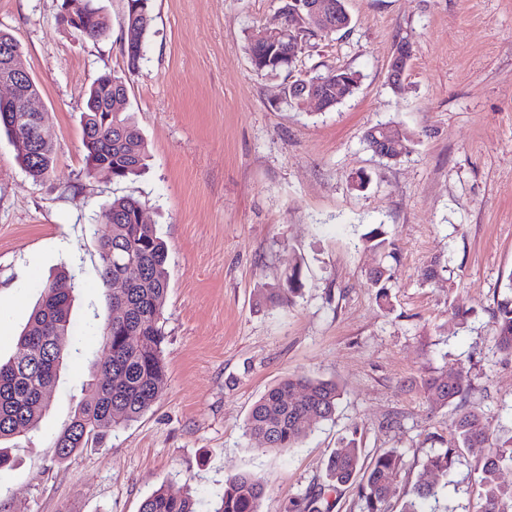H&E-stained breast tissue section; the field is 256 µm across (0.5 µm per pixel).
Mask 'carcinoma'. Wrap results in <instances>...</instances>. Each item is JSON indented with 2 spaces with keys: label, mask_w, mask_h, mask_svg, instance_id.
<instances>
[{
  "label": "carcinoma",
  "mask_w": 512,
  "mask_h": 512,
  "mask_svg": "<svg viewBox=\"0 0 512 512\" xmlns=\"http://www.w3.org/2000/svg\"><path fill=\"white\" fill-rule=\"evenodd\" d=\"M150 0H124L119 21L121 41L145 44L150 28ZM288 26V17L278 16L260 28L250 39L249 51L255 71L293 73L296 65L269 59L270 48L262 47L265 35ZM112 27L107 15L88 19V28L79 34L93 39L106 35ZM322 81L326 108L339 104L332 88L343 79L349 91L358 84L357 74L349 69L317 74ZM10 125L0 117V134L8 139L32 140V132L49 119L46 112H13ZM85 166L100 162L112 165V179L121 181L137 173L147 157L146 143L130 113L128 88L124 79L104 75L84 94L81 112ZM378 135L392 132L403 146L410 147L413 135L389 124H376ZM17 161L34 182H42L53 171V148L17 153ZM144 204L131 196L112 199L103 212L109 231L98 242L103 281L124 276L125 287L106 295L109 308L119 307L122 315L108 317L100 333L102 358L95 363V377L86 384L88 398L76 410L71 423L53 440L58 462L68 460L112 431L138 420L158 401L166 387L163 345V309L168 290L167 247L156 225L140 222ZM362 241L383 254L393 253L394 243L381 227L365 233ZM391 269L380 264L371 271L377 297L388 303L387 283ZM41 295L30 314L27 326L18 337V353L0 360V442L36 426L45 413L56 387L57 371L66 359L73 340L71 320L72 276L61 271L41 284ZM302 288L301 260L288 262L284 287L268 288L269 302ZM499 350L512 357V298L498 303L493 315ZM470 386L464 371L450 369L424 381L428 401L438 407L454 405L453 425L457 447L483 448L474 464L475 492L480 512H512V485L500 482L502 472L512 469V435L490 439L483 411L465 404ZM341 391L336 382L318 378L288 377L268 389L252 406L245 435L258 442L265 452H284L295 448L308 431L332 419ZM451 463L444 452L427 459L423 474L401 512H421L424 502L437 497V477ZM403 466L394 450L378 454L365 463L355 439L332 452L327 461L328 478L344 485L361 477L358 495L364 512H388L386 504ZM265 487L252 474H237L224 481V488L212 503L210 512H259ZM139 512H197L196 499L188 489L179 494L161 486L141 504Z\"/></svg>",
  "instance_id": "carcinoma-1"
}]
</instances>
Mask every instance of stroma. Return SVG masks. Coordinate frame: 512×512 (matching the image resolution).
I'll list each match as a JSON object with an SVG mask.
<instances>
[{"label":"stroma","instance_id":"35a3bbf8","mask_svg":"<svg viewBox=\"0 0 512 512\" xmlns=\"http://www.w3.org/2000/svg\"><path fill=\"white\" fill-rule=\"evenodd\" d=\"M62 2L0 0V30L21 44L57 156L36 184L0 137V357L16 353L40 284L60 268L74 277L76 329L38 428L10 443L0 512H139L162 485L191 487L198 512H210L238 473L263 481L260 512H304L316 496L322 512H362L356 488L325 476L352 436L366 459L401 454L390 512L445 451L443 512H477L480 451L455 446V407H431L421 385L464 369L467 404L483 410L492 437L512 435V358L493 327L512 296V0H347L350 31L311 42L297 63L358 74L328 110L287 104L283 75L252 67L250 36L280 0H150L133 73L118 32L96 41L60 27ZM403 43L411 56L395 89L389 66ZM105 72L126 76L149 155L140 176L120 182L85 170L82 93ZM379 123L413 134L408 153L389 160L368 147ZM361 172L371 181L357 190ZM126 195L145 201L168 247L166 389L140 419L60 463L52 441L87 397L109 315L102 208ZM378 225L392 257L361 242ZM295 256L300 294L266 302L263 289L283 286ZM381 262L394 272L384 307L369 280ZM432 263L439 276L427 283ZM291 375L336 381V414L296 448L255 450L248 414Z\"/></svg>","mask_w":512,"mask_h":512}]
</instances>
